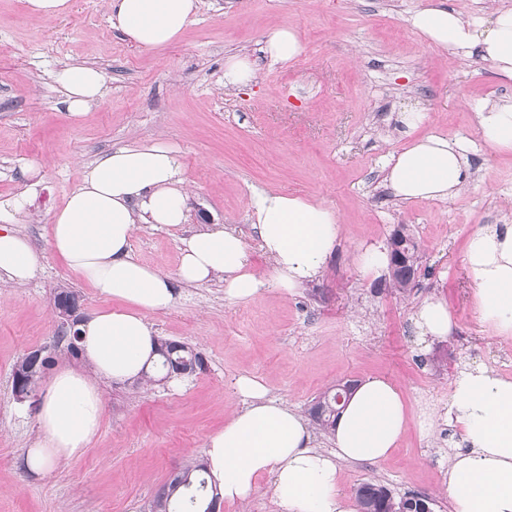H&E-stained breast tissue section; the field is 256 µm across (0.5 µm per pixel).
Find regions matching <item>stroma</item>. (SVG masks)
I'll return each instance as SVG.
<instances>
[{"mask_svg": "<svg viewBox=\"0 0 512 512\" xmlns=\"http://www.w3.org/2000/svg\"><path fill=\"white\" fill-rule=\"evenodd\" d=\"M71 11L40 22L23 0H0V196L25 191V166L43 182L23 231L44 251L28 284H0V512H149L157 492L240 402L236 378L253 375L271 397L308 412L341 381L380 376L412 412L396 451L371 463L340 465L344 492L367 479L395 496L418 493L433 512H451L448 444L459 441L445 414L460 365H482L512 378V340L475 311L465 266L470 237L487 224H512V153L494 151L472 107L512 97L480 52L441 55L407 23L425 0H200L177 43L138 48L112 29L104 0H72ZM304 43L294 61L269 65L262 47L280 27ZM249 54L256 77L224 86V60ZM80 62L104 75L102 97L70 117L55 73ZM426 112L425 131L470 146L473 178L445 201L398 202L384 165L405 143L398 112ZM138 141L173 146L191 192L187 228L235 224L252 236L251 196L276 189L331 206L340 244L317 280L292 295L250 302L224 298V282L178 286L175 304L149 315L157 335L198 351L204 366L177 384L100 382L104 415L79 457L44 478L21 456L36 434L35 413L12 391L15 363L54 343L56 288L75 291L81 313L107 308L49 249V215L79 185L81 165ZM419 243V271L408 294L389 285V270L364 277L357 256L389 252L398 225ZM176 233L139 225L133 255L175 276ZM442 299L455 323L448 338L421 340L413 322L428 298Z\"/></svg>", "mask_w": 512, "mask_h": 512, "instance_id": "obj_1", "label": "stroma"}]
</instances>
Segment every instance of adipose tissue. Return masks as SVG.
Listing matches in <instances>:
<instances>
[{
  "mask_svg": "<svg viewBox=\"0 0 512 512\" xmlns=\"http://www.w3.org/2000/svg\"><path fill=\"white\" fill-rule=\"evenodd\" d=\"M112 28L146 50L177 42L195 17L199 0H107ZM411 27L442 52L479 50L496 73L512 79V8L486 20H463L442 0L415 11ZM67 109L81 117L102 94L103 75L75 64L60 70ZM476 122L495 150L512 152V98L485 99L474 107ZM425 112L398 116L407 143L387 161L385 179L404 201L447 200L470 177L467 145L439 133L415 136ZM188 180L175 149L147 142L109 151L83 165L81 183L49 217V245L71 272L104 299L121 307L94 314L78 326L87 369L57 370L40 388L37 434L22 454L25 469L48 475L64 459L79 456L97 436L103 417L98 380L141 379L157 358L148 314L170 309L175 283L224 281V297L255 299L275 288L285 293L313 280L336 250L341 229L335 211L298 195L254 191L249 248L230 225L198 229L179 239L176 277L137 260L132 241L138 225L181 229L187 220ZM30 193L0 197V281L24 285L41 267L42 255L18 227ZM270 262L258 274L253 251ZM465 264L476 288L481 319L497 335L512 338V225L489 224L469 240ZM234 394L242 407L224 428L208 436L204 462L209 481L227 502L243 500L269 476L280 512H354L341 491L338 461L387 458L411 420L401 392L388 380L361 381L333 432L334 451L315 449L312 433L295 408L270 398L265 384L239 376ZM448 422L459 428L465 451L448 453V498L452 512H512V379L483 366H464L448 400Z\"/></svg>",
  "mask_w": 512,
  "mask_h": 512,
  "instance_id": "ef3b65f1",
  "label": "adipose tissue"
}]
</instances>
